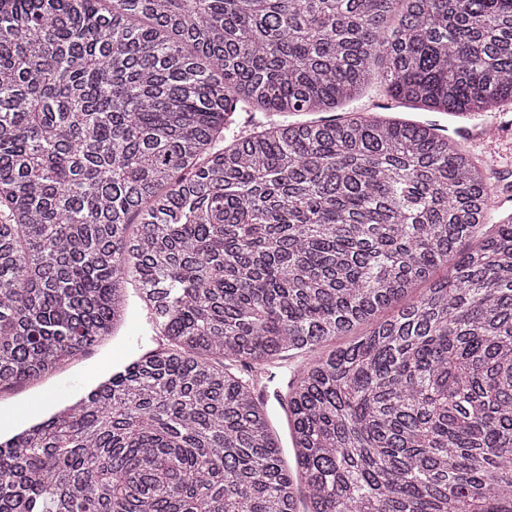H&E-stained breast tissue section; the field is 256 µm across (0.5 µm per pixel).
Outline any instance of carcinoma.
Wrapping results in <instances>:
<instances>
[{"instance_id": "obj_1", "label": "carcinoma", "mask_w": 512, "mask_h": 512, "mask_svg": "<svg viewBox=\"0 0 512 512\" xmlns=\"http://www.w3.org/2000/svg\"><path fill=\"white\" fill-rule=\"evenodd\" d=\"M373 84L512 106V0H0V390L132 281L158 339L0 440V512H512V213ZM290 356L293 468L240 374Z\"/></svg>"}]
</instances>
